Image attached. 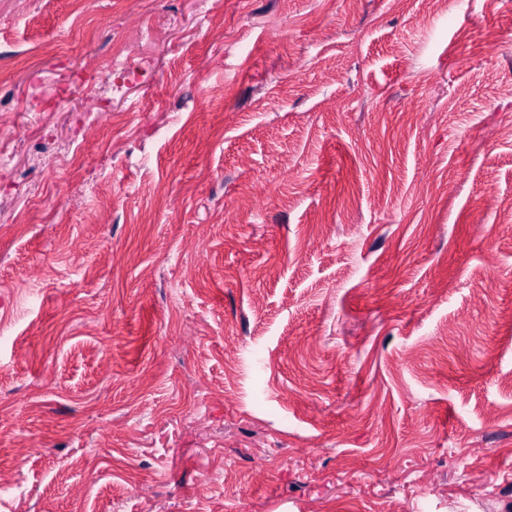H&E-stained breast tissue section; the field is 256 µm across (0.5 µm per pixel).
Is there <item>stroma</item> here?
<instances>
[{
  "label": "stroma",
  "instance_id": "obj_1",
  "mask_svg": "<svg viewBox=\"0 0 512 512\" xmlns=\"http://www.w3.org/2000/svg\"><path fill=\"white\" fill-rule=\"evenodd\" d=\"M509 80L512 0H0V512H512Z\"/></svg>",
  "mask_w": 512,
  "mask_h": 512
}]
</instances>
